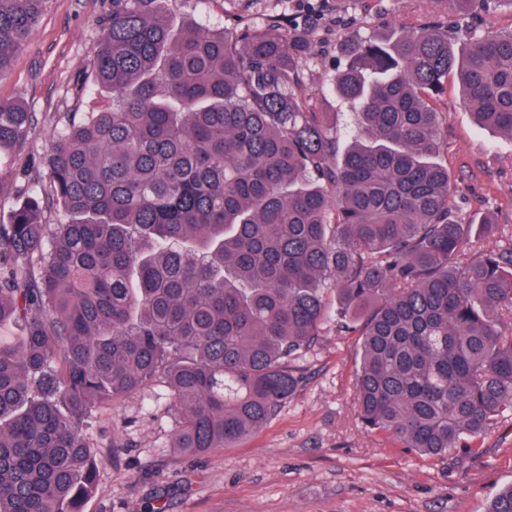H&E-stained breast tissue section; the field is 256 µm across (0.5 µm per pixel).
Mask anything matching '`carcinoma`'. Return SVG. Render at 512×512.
I'll use <instances>...</instances> for the list:
<instances>
[{
  "instance_id": "1",
  "label": "carcinoma",
  "mask_w": 512,
  "mask_h": 512,
  "mask_svg": "<svg viewBox=\"0 0 512 512\" xmlns=\"http://www.w3.org/2000/svg\"><path fill=\"white\" fill-rule=\"evenodd\" d=\"M48 2L0 0V75ZM157 2L112 0L83 78L109 104L68 115L0 224V512H82L87 426L158 378L172 447L241 441L331 323L359 337L366 429L445 458L512 420V240L465 252L437 110L452 73L512 136V30L350 42L333 88L360 131L340 155L296 81L298 23L220 32ZM35 119L0 98V155L30 154ZM489 512H512V485Z\"/></svg>"
}]
</instances>
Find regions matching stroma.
<instances>
[{
	"mask_svg": "<svg viewBox=\"0 0 512 512\" xmlns=\"http://www.w3.org/2000/svg\"><path fill=\"white\" fill-rule=\"evenodd\" d=\"M177 21L209 27L265 25L274 16L306 21L311 52L299 78L315 111L347 148L356 117L332 91L345 62L342 31L330 15L355 17V32L380 38L400 23L447 13L452 26L512 29V10L467 16L439 0H166ZM110 0H50L39 23L0 75V97L21 98L38 115L32 157L49 154L72 108L77 82ZM456 212L466 222L490 216L512 230V137L477 127L456 82L440 104ZM353 337L325 329L314 349L294 361L302 382L276 416L243 441L190 458L171 448L175 419L164 381L103 406L91 431L100 458L97 491L83 512H144L158 492L168 512H487L512 483V424H502L447 458L422 456L386 434L367 431L354 402Z\"/></svg>",
	"mask_w": 512,
	"mask_h": 512,
	"instance_id": "35a3bbf8",
	"label": "stroma"
}]
</instances>
